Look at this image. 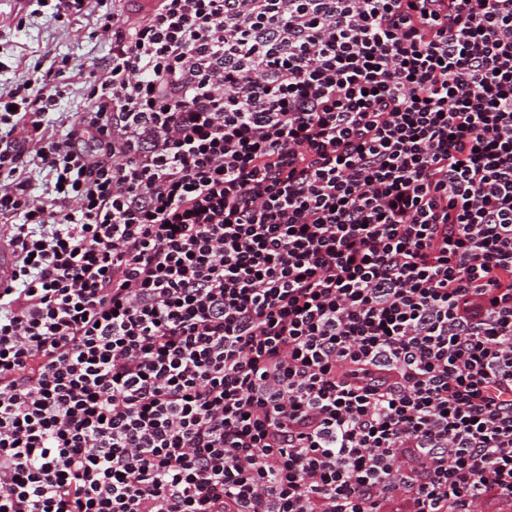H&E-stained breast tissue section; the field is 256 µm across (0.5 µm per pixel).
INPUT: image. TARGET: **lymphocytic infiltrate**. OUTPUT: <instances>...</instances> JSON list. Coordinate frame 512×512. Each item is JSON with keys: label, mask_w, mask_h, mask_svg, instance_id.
Returning a JSON list of instances; mask_svg holds the SVG:
<instances>
[{"label": "lymphocytic infiltrate", "mask_w": 512, "mask_h": 512, "mask_svg": "<svg viewBox=\"0 0 512 512\" xmlns=\"http://www.w3.org/2000/svg\"><path fill=\"white\" fill-rule=\"evenodd\" d=\"M76 2L65 133L0 92V512H512V0Z\"/></svg>", "instance_id": "lymphocytic-infiltrate-1"}]
</instances>
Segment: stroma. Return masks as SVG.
<instances>
[{
	"label": "stroma",
	"mask_w": 512,
	"mask_h": 512,
	"mask_svg": "<svg viewBox=\"0 0 512 512\" xmlns=\"http://www.w3.org/2000/svg\"><path fill=\"white\" fill-rule=\"evenodd\" d=\"M25 5L26 0H0V43L8 47L0 54V87L23 82L34 67L45 70L52 61L68 58L69 85L46 118L61 133L64 117L83 109L89 75L103 68L109 45L95 35L94 14L67 23L57 21L51 7L33 13Z\"/></svg>",
	"instance_id": "35a3bbf8"
}]
</instances>
